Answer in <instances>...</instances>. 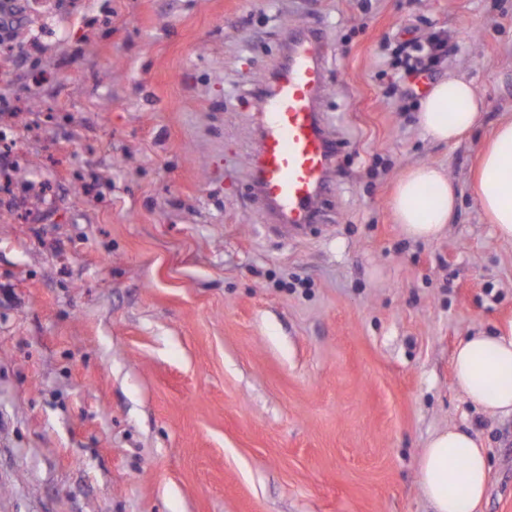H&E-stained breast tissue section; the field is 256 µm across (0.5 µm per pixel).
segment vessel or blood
I'll return each mask as SVG.
<instances>
[{
    "label": "vessel or blood",
    "instance_id": "1",
    "mask_svg": "<svg viewBox=\"0 0 512 512\" xmlns=\"http://www.w3.org/2000/svg\"><path fill=\"white\" fill-rule=\"evenodd\" d=\"M328 53L321 32H290L259 88L262 110L247 186L267 222L296 236L317 223L340 149L321 108Z\"/></svg>",
    "mask_w": 512,
    "mask_h": 512
}]
</instances>
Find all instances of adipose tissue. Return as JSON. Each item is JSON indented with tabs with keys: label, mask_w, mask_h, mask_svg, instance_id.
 I'll list each match as a JSON object with an SVG mask.
<instances>
[{
	"label": "adipose tissue",
	"mask_w": 512,
	"mask_h": 512,
	"mask_svg": "<svg viewBox=\"0 0 512 512\" xmlns=\"http://www.w3.org/2000/svg\"><path fill=\"white\" fill-rule=\"evenodd\" d=\"M481 104L472 80L457 75L438 80L420 102V128L432 141L460 144L478 125ZM471 188L497 238L512 242V117L502 119L486 143ZM456 205L447 174L427 163L407 169L389 200L402 234L417 241L443 236ZM453 368L466 401L493 415L512 414V324L495 336H465L454 351ZM418 476L434 512H475L488 482V459L467 432L449 428L429 439Z\"/></svg>",
	"instance_id": "adipose-tissue-1"
}]
</instances>
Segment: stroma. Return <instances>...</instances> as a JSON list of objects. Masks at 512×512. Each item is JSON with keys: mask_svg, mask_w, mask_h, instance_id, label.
I'll list each match as a JSON object with an SVG mask.
<instances>
[{"mask_svg": "<svg viewBox=\"0 0 512 512\" xmlns=\"http://www.w3.org/2000/svg\"><path fill=\"white\" fill-rule=\"evenodd\" d=\"M330 43L343 149L295 237L245 181L258 80L288 31ZM440 33L432 78L472 79L480 124L426 138L390 97L395 46ZM0 71V512H432L417 460L454 427L512 512V415L457 390L468 334L512 321V242L472 194L512 115V0H52ZM459 192L404 237L408 168ZM456 205V189L448 175L441 167L427 163L407 169L389 200L402 234L417 241L443 236Z\"/></svg>", "mask_w": 512, "mask_h": 512, "instance_id": "35a3bbf8", "label": "stroma"}]
</instances>
